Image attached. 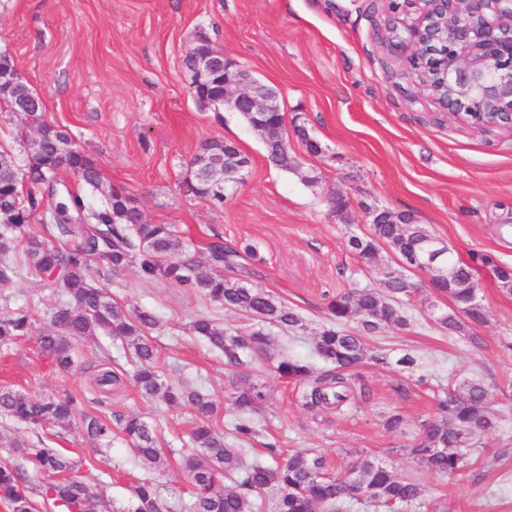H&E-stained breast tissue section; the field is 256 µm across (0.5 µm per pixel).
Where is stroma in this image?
Here are the masks:
<instances>
[{"instance_id":"1","label":"stroma","mask_w":512,"mask_h":512,"mask_svg":"<svg viewBox=\"0 0 512 512\" xmlns=\"http://www.w3.org/2000/svg\"><path fill=\"white\" fill-rule=\"evenodd\" d=\"M390 17L388 0H0V54L41 97L47 120L95 162L104 184L128 191L151 223L173 225L192 249L218 239L244 251L252 284L279 296L309 326L280 333L279 353L312 360L319 373L325 365L312 358L309 331L327 324L329 297L356 285L380 287L391 262L385 254L369 269L349 250L350 233L369 231L372 209L410 213L456 259L487 254L512 266V130L485 133L441 113L405 56L383 44ZM200 34L229 62L277 87L283 108L299 116L320 153L289 136L301 165L280 170L237 113L198 108L184 59ZM224 139L251 166L219 207L187 194L184 181L200 146ZM312 176L317 186L307 185ZM331 192L349 200V224L330 214L325 197ZM479 280L487 316L478 329L483 348L434 323L427 305L445 308L446 296L413 298L405 304L408 328L383 329L368 342L396 355L412 353L415 371L361 365L357 373L369 394L341 409H308L302 384L280 378L272 362L255 363L251 379L268 403L252 417L254 454L271 443L287 452L328 453L336 465L352 448L382 459L399 476L416 475L403 449L418 424L435 416V388L478 376L495 386L504 417L480 435L481 454L465 477L424 476L421 512H512V351L506 348L512 295L499 290L488 270H480ZM96 283L127 307L161 317L154 337L165 379L201 381L221 401L220 427L231 430L237 412L224 392L230 371L223 355L188 327L200 316L219 317L228 327L247 325V317L177 283L144 282L129 271ZM48 302L44 289L25 299L31 335L0 348V387L69 395L82 413L110 422L140 416L175 454L165 472L151 475L121 435L107 453H95L78 422L59 434L0 417V436L40 438L80 460L79 476L101 481L98 512L127 507L133 486L149 476L165 512H185L190 484L176 451L187 441L190 410L157 405L130 380L101 399L90 386L93 374L131 368L105 337L78 345L76 368L60 371L36 342ZM392 414L403 419L395 431L385 427Z\"/></svg>"}]
</instances>
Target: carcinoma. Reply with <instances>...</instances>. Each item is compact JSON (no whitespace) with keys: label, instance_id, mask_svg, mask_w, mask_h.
<instances>
[{"label":"carcinoma","instance_id":"cac0c4a2","mask_svg":"<svg viewBox=\"0 0 512 512\" xmlns=\"http://www.w3.org/2000/svg\"><path fill=\"white\" fill-rule=\"evenodd\" d=\"M22 98L0 96V110L23 108L25 126L17 138L25 146V163L11 150L0 151V254L20 250L24 268L0 266V347L29 335L32 322L20 298L35 288L51 290L48 330L39 336V347L62 371L75 366V343L106 336L133 363V379L142 394L169 407H189L193 421L190 448L180 455L183 471L192 484L188 512H346L369 500L379 507L414 512L425 506L422 485L415 477H399L380 459L358 452L351 455L344 472L330 467L326 456L295 452L286 458L269 448L270 458L248 457L244 444L255 434L251 414L267 397L262 387L250 382L254 361L274 357L275 338L265 327L285 331L306 326L299 313L273 292L242 282L241 254L220 241H212L192 254L170 224H153L134 206L131 196L114 187L103 190V178L95 163L71 141L70 134L45 120L44 104L30 88ZM273 138L264 141L267 159L285 171L300 163L288 142V125L282 116H269ZM36 130L30 137L27 128ZM244 156L232 141L205 142L192 158L185 180L187 191L215 206L224 205V160ZM69 171L84 184L85 195L68 193L50 211L43 209L45 194H53L59 172ZM101 193L105 202L91 203ZM392 221L372 219L370 232L352 235V253L359 262L375 266L387 251L396 267H387L380 288H350L329 302V324L314 331L315 353L329 369L316 375L301 359L283 356L275 366L278 375L305 385L306 405L325 411L356 398L355 369L367 361L390 364L389 353L370 347L367 337L410 320L399 305L403 297L422 292L410 273L420 269L412 253L432 236L409 213L390 212ZM39 219L42 231L32 225ZM489 268L506 293H512V269L493 257L478 258ZM442 265L455 268L454 284L444 292L450 305L436 323L459 333L470 343L481 338L471 328L486 322L483 306L472 303L478 295V268L448 253ZM205 268H221L222 275H208ZM132 270L143 281H175L191 288L223 309L246 315L261 328H226L220 319L202 316L190 331L205 338L224 356L231 368L228 398L237 411L232 428L235 443L224 441L216 429L220 403L203 388L188 382H168L159 367V350L152 332L160 317L147 310H128L123 303L95 284L104 272ZM358 327L348 329L350 321ZM124 382L114 370H101L91 380L94 390L110 395ZM492 392L479 378L451 382L437 398L439 416L421 422L407 453L421 469L440 477L462 476L474 452V440L493 426L496 412ZM77 406L71 396L37 397L0 388V415L34 428L72 425ZM84 433L95 450L112 444V427L95 416L82 419ZM125 441L146 467L164 471L167 461L159 446L156 428L139 416L119 420ZM77 463L54 448L18 443L9 457L0 459V504L8 512H35L32 493L42 494L69 512H94L99 484L69 478ZM126 512H162L155 484L144 478L133 487V504Z\"/></svg>","mask_w":512,"mask_h":512}]
</instances>
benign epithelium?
I'll use <instances>...</instances> for the list:
<instances>
[{
    "label": "benign epithelium",
    "instance_id": "obj_1",
    "mask_svg": "<svg viewBox=\"0 0 512 512\" xmlns=\"http://www.w3.org/2000/svg\"><path fill=\"white\" fill-rule=\"evenodd\" d=\"M417 17L398 19L406 28L393 49L410 52L414 70H430L443 93L426 88L439 108L480 131L500 126V116L511 117L512 129V0H410ZM195 59L191 88L212 82L224 74L220 100L214 109H242L254 113L255 130L270 134L265 116L281 112L279 91L252 72L232 66L224 54L208 47L188 51ZM250 161L224 169L225 188L241 183Z\"/></svg>",
    "mask_w": 512,
    "mask_h": 512
}]
</instances>
